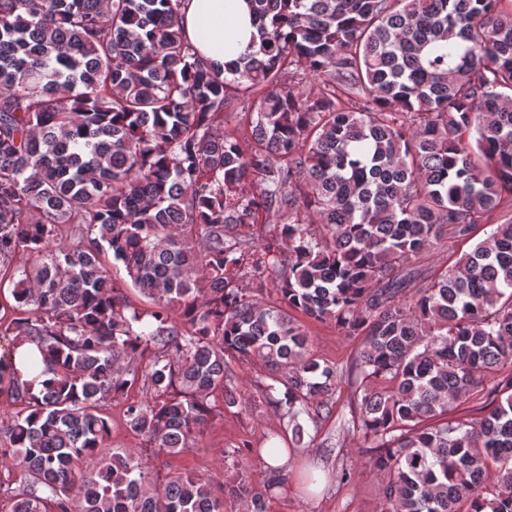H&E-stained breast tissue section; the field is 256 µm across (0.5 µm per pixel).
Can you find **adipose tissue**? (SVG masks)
<instances>
[{"label":"adipose tissue","mask_w":512,"mask_h":512,"mask_svg":"<svg viewBox=\"0 0 512 512\" xmlns=\"http://www.w3.org/2000/svg\"><path fill=\"white\" fill-rule=\"evenodd\" d=\"M182 25L199 54L220 63L244 53L256 32L246 0H188Z\"/></svg>","instance_id":"obj_1"}]
</instances>
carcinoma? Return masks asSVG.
<instances>
[{"mask_svg":"<svg viewBox=\"0 0 512 512\" xmlns=\"http://www.w3.org/2000/svg\"><path fill=\"white\" fill-rule=\"evenodd\" d=\"M246 3L258 42L221 70L185 0H0V499L224 512L207 482L102 454L103 403L142 393L126 426L178 456L251 407L234 364L259 362L308 448L341 375L295 311L363 337L351 423L380 512H512V0ZM475 394L479 416L448 418ZM279 451L224 452L266 465L257 486L224 480L244 512L286 480ZM489 230L490 228H479L475 233V237L470 241H456L454 239H449L448 244L442 243L438 248L424 253L419 259L417 265L421 266L423 269L433 270L435 268L452 264L463 253L469 252L473 245L477 241L483 239L486 231L489 232Z\"/></svg>","mask_w":512,"mask_h":512,"instance_id":"carcinoma-1","label":"carcinoma"}]
</instances>
